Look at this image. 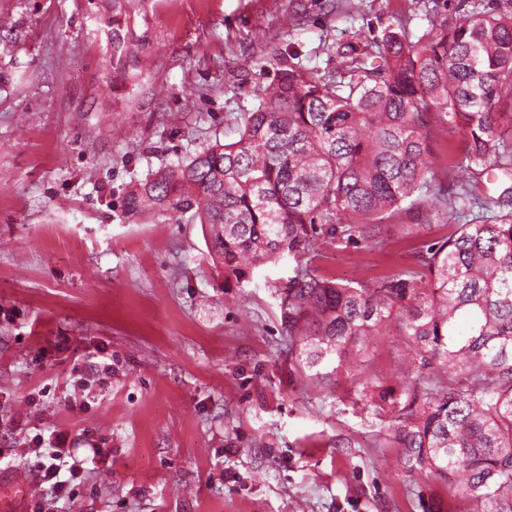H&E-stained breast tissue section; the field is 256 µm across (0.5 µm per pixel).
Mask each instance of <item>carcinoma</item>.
Instances as JSON below:
<instances>
[{
  "mask_svg": "<svg viewBox=\"0 0 512 512\" xmlns=\"http://www.w3.org/2000/svg\"><path fill=\"white\" fill-rule=\"evenodd\" d=\"M132 0H109L112 82L148 49ZM346 83L289 68L216 140L126 193L129 217L191 211L224 284L295 263L280 320L307 369L343 363L370 336H402L399 388L367 384L391 415L385 442L410 473L458 484L468 512H512V9L465 11L420 34L392 24ZM435 124L462 134L440 171ZM442 215L448 234L423 232ZM415 242L413 265L341 284L323 248Z\"/></svg>",
  "mask_w": 512,
  "mask_h": 512,
  "instance_id": "carcinoma-1",
  "label": "carcinoma"
}]
</instances>
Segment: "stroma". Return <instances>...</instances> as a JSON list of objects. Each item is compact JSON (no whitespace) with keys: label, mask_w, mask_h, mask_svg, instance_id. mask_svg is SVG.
Returning <instances> with one entry per match:
<instances>
[{"label":"stroma","mask_w":512,"mask_h":512,"mask_svg":"<svg viewBox=\"0 0 512 512\" xmlns=\"http://www.w3.org/2000/svg\"><path fill=\"white\" fill-rule=\"evenodd\" d=\"M467 0H140L149 44L112 87L103 0H0V455L42 494L35 435L108 448L54 512H465L409 474L364 385L398 386L405 346L303 369L280 321L288 261L225 286L191 214L125 215L132 183L233 141L283 69L348 78L346 45L391 23L455 24ZM298 15L289 29L283 21ZM413 262L412 243L324 248L339 282ZM103 354L112 377L99 385Z\"/></svg>","instance_id":"obj_1"}]
</instances>
